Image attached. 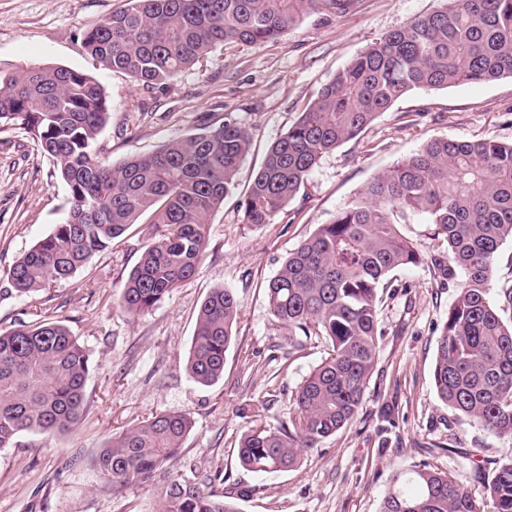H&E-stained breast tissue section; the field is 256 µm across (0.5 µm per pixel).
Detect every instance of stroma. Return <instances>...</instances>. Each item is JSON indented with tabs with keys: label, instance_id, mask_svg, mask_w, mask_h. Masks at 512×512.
Wrapping results in <instances>:
<instances>
[{
	"label": "stroma",
	"instance_id": "obj_1",
	"mask_svg": "<svg viewBox=\"0 0 512 512\" xmlns=\"http://www.w3.org/2000/svg\"><path fill=\"white\" fill-rule=\"evenodd\" d=\"M128 0H0V66L41 64L92 71L111 115L98 141L112 164L149 153L203 122L231 118L251 145L234 185L209 224L197 275L152 311L130 316L117 303L151 229L132 225L67 281L27 296L10 290V266L60 223L69 191L54 164L24 130L0 128V331L59 321L88 350V408L68 433H24L0 450V512H152L155 496L115 491L94 460L112 435L159 411L188 414L194 426L183 458L224 473V491L250 488L243 512H380L391 478L420 465L480 492L476 465L512 457V437L489 434L445 406L433 370L438 334L457 291L427 266L395 272L380 310L374 373L353 421L304 452L292 471L244 469L237 446L243 407L266 404L261 422L287 420L295 392L324 355L309 345L289 351L288 336L267 310L265 284L318 225L329 223L375 175L428 140L512 142V79L417 90L399 99L355 140L326 153L304 190L275 218L244 223L238 200L272 143L305 105L366 45L439 0H353L342 14L312 12L278 39L216 48L203 65L167 87L145 91L124 74L92 69L81 34ZM233 289L241 314L216 384L195 383L186 369L199 308L211 289ZM395 426L379 427L383 410Z\"/></svg>",
	"mask_w": 512,
	"mask_h": 512
}]
</instances>
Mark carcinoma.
I'll use <instances>...</instances> for the list:
<instances>
[{
    "mask_svg": "<svg viewBox=\"0 0 512 512\" xmlns=\"http://www.w3.org/2000/svg\"><path fill=\"white\" fill-rule=\"evenodd\" d=\"M352 0H129L82 33L92 67L119 72L146 90L203 63L218 46L252 45L288 32L308 12L343 13ZM512 78V0H440V6L370 43L308 103L270 147L239 200L246 224L273 223L305 187L321 157L360 135L419 88ZM103 87L87 71L27 64L0 70V126L27 131L69 189V208L52 233L6 275L28 295L71 277L91 256L145 219L153 228L125 280L119 306L151 311L197 273L208 224L224 202L250 134L233 120L113 166L98 135L110 117ZM425 216L443 245L426 251L398 225ZM512 239V142L427 141L375 175L327 224L289 254L266 286L269 314L288 330L292 351L311 342L325 356L304 378L294 412L274 428L243 432L238 458L258 473L285 472L302 453L348 425L373 375L378 311L390 275L427 266L458 289L437 343L439 399L490 433L512 436V320L492 303L498 252ZM240 303L229 288L200 306L187 371L208 386L224 376ZM90 354L60 322L0 332V449L22 433L73 430L87 398ZM185 414L159 411L112 436L95 457L112 489L154 488V512H242L249 491L217 494L224 473H184ZM482 497L512 512V458L498 461ZM381 512H483L477 497L428 469L396 475Z\"/></svg>",
    "mask_w": 512,
    "mask_h": 512,
    "instance_id": "cac0c4a2",
    "label": "carcinoma"
}]
</instances>
